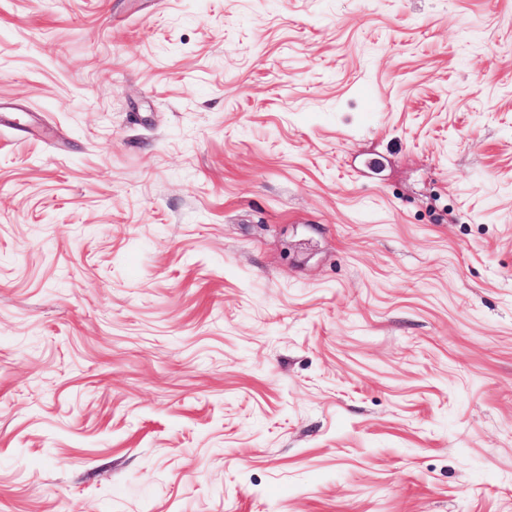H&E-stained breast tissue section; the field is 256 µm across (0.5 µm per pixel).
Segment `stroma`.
<instances>
[{"mask_svg": "<svg viewBox=\"0 0 512 512\" xmlns=\"http://www.w3.org/2000/svg\"><path fill=\"white\" fill-rule=\"evenodd\" d=\"M0 512H512V0H0Z\"/></svg>", "mask_w": 512, "mask_h": 512, "instance_id": "35a3bbf8", "label": "stroma"}]
</instances>
